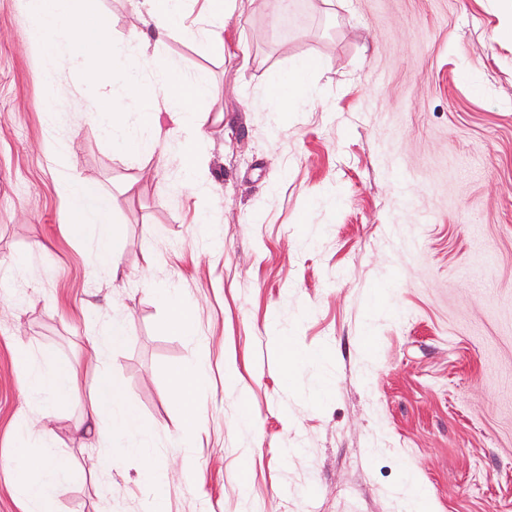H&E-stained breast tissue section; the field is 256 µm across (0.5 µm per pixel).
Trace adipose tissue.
<instances>
[{"instance_id": "adipose-tissue-1", "label": "adipose tissue", "mask_w": 512, "mask_h": 512, "mask_svg": "<svg viewBox=\"0 0 512 512\" xmlns=\"http://www.w3.org/2000/svg\"><path fill=\"white\" fill-rule=\"evenodd\" d=\"M21 2L30 21L29 45L44 63L47 87L56 86L57 70L51 65L55 59L97 86L99 96L90 104L89 116L103 135L132 157L155 154L164 136L160 117L168 115L181 135L183 178L195 186L200 202H208L212 181L208 159L201 150V131L207 116L196 111L193 103L208 95L209 86L161 60L158 50L167 40L193 38L202 40L214 55H223L227 19L244 13L253 0H204V16L194 23L186 20V0H134L144 27L124 46L109 39L105 18L79 14L76 0ZM318 69L315 60L306 58L271 74L267 89L271 108L285 112L304 105ZM65 200L73 234L91 236L98 265L106 268L112 279L125 278V271L115 259V228L107 219L110 196L74 175L65 185ZM156 294L169 310V330L188 338L197 336V315L181 288L167 284ZM17 369L24 390L45 403L68 400L78 392L76 370L54 362L50 355H43L37 362L29 349H22ZM169 380L170 401L182 417V442L187 445L199 425V397L207 375L201 367L180 364L171 368ZM75 433L84 441L107 440L110 450L98 457L99 467L116 469L124 459L134 458L146 479H162L163 467L149 449V433L141 424L137 408L106 370L98 372L84 419L76 425ZM7 465L24 512H51L54 500L77 474L75 467L61 463L56 449L48 445L35 454L17 453Z\"/></svg>"}]
</instances>
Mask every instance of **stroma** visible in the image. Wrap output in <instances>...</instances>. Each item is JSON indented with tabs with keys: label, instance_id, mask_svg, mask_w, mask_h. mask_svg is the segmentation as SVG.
I'll use <instances>...</instances> for the list:
<instances>
[{
	"label": "stroma",
	"instance_id": "obj_1",
	"mask_svg": "<svg viewBox=\"0 0 512 512\" xmlns=\"http://www.w3.org/2000/svg\"><path fill=\"white\" fill-rule=\"evenodd\" d=\"M81 7L118 44L142 26L130 0ZM511 14L507 0H292L275 16L254 0L227 25L231 57L168 41L161 57L210 84L196 107L211 249L179 136L158 159L101 138L84 117L94 89L63 66L46 91L20 0H0V512H21L3 461L32 431L86 474L54 512H148L160 492L169 512H406L409 466L431 512H512ZM303 57L323 63L309 102L273 111L270 75ZM73 172L112 194L125 281L70 231ZM169 280L198 340L169 333L144 289ZM113 317L130 337L95 362L83 346ZM285 336L322 361L291 386ZM22 345L87 386L105 366L154 432L164 486L133 461L96 471L70 434L83 398L27 395ZM180 363L208 377L188 448L168 399Z\"/></svg>",
	"mask_w": 512,
	"mask_h": 512
}]
</instances>
